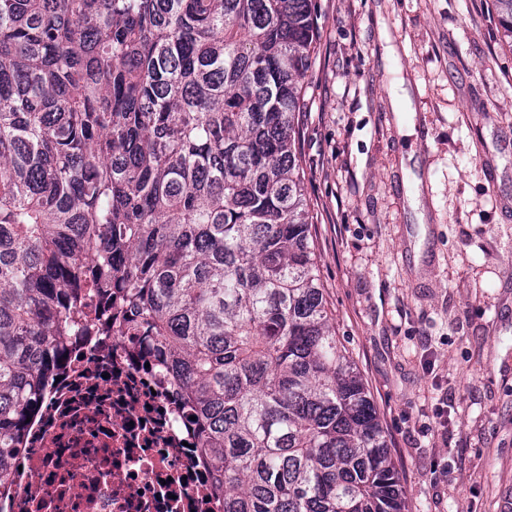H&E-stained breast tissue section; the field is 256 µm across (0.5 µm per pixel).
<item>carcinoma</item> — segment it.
I'll use <instances>...</instances> for the list:
<instances>
[{"mask_svg":"<svg viewBox=\"0 0 512 512\" xmlns=\"http://www.w3.org/2000/svg\"><path fill=\"white\" fill-rule=\"evenodd\" d=\"M318 35L315 0H0V497L70 339L115 320L196 417L222 512H403L316 261Z\"/></svg>","mask_w":512,"mask_h":512,"instance_id":"carcinoma-1","label":"carcinoma"}]
</instances>
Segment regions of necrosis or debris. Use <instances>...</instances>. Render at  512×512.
<instances>
[{
    "label": "necrosis or debris",
    "mask_w": 512,
    "mask_h": 512,
    "mask_svg": "<svg viewBox=\"0 0 512 512\" xmlns=\"http://www.w3.org/2000/svg\"><path fill=\"white\" fill-rule=\"evenodd\" d=\"M22 445L0 512H222L175 385L126 332L78 343Z\"/></svg>",
    "instance_id": "4bbe7bcc"
}]
</instances>
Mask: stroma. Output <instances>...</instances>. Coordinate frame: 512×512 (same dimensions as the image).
I'll return each instance as SVG.
<instances>
[{"mask_svg": "<svg viewBox=\"0 0 512 512\" xmlns=\"http://www.w3.org/2000/svg\"><path fill=\"white\" fill-rule=\"evenodd\" d=\"M316 4L300 141L315 251L404 512H512V47L496 2Z\"/></svg>", "mask_w": 512, "mask_h": 512, "instance_id": "1", "label": "stroma"}]
</instances>
